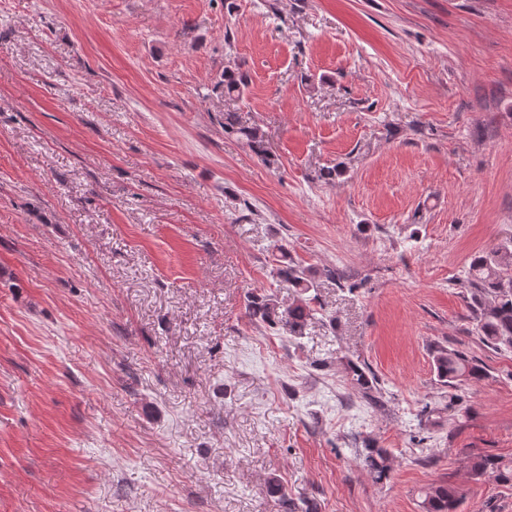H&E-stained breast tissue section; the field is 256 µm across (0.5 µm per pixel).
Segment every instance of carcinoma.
<instances>
[{
  "label": "carcinoma",
  "instance_id": "cac0c4a2",
  "mask_svg": "<svg viewBox=\"0 0 512 512\" xmlns=\"http://www.w3.org/2000/svg\"><path fill=\"white\" fill-rule=\"evenodd\" d=\"M218 85L224 94H240L244 86L243 77L232 69H224ZM224 133L247 141L261 157H268L267 148L260 129L242 124L229 113L224 115ZM281 260L276 268L278 278L294 290L293 301L283 305L272 294H251L247 297L249 318L270 328L288 326L293 336L303 335L309 322L320 313L317 308L318 281L321 276L336 280V286L345 287L343 278L334 270L304 266L294 261L284 248H279ZM463 298L466 302L467 318L473 322L474 331L481 344L494 351L512 352V242L501 244L489 252H478L471 256L460 279ZM433 372L439 384L448 388V407L454 408L453 420L460 423L466 412L458 406V391L471 381L485 377L481 363L464 352L445 346L432 350ZM344 372L352 388L369 402L382 397L379 380L371 368L352 360L344 364ZM358 457L374 481L389 477L393 459L385 448L373 440L363 442ZM471 474L480 479L492 477L512 484V460L505 462L488 454L469 455ZM463 494L455 488L434 485L424 492V512H458Z\"/></svg>",
  "mask_w": 512,
  "mask_h": 512
}]
</instances>
